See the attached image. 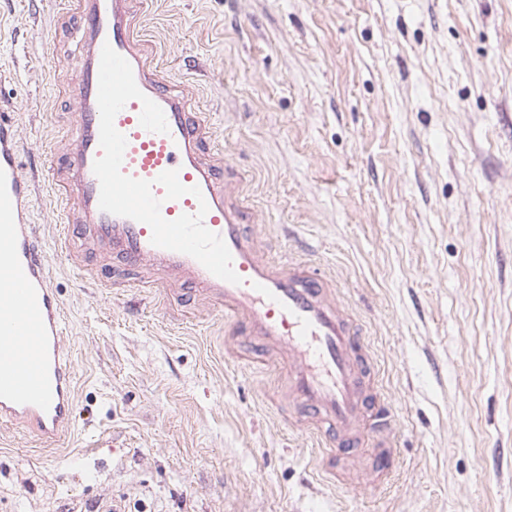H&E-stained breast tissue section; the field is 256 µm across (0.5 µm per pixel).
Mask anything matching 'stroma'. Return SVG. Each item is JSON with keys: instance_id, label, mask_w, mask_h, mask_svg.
I'll return each mask as SVG.
<instances>
[{"instance_id": "35a3bbf8", "label": "stroma", "mask_w": 512, "mask_h": 512, "mask_svg": "<svg viewBox=\"0 0 512 512\" xmlns=\"http://www.w3.org/2000/svg\"><path fill=\"white\" fill-rule=\"evenodd\" d=\"M66 0H0V102L24 168L67 141ZM161 75L194 87L254 233L337 283L392 415L325 480L284 372L227 356L199 297L98 288L33 222L63 304L75 422L0 424V512H512V0H148Z\"/></svg>"}]
</instances>
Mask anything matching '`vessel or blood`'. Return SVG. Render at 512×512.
<instances>
[{
    "label": "vessel or blood",
    "instance_id": "obj_1",
    "mask_svg": "<svg viewBox=\"0 0 512 512\" xmlns=\"http://www.w3.org/2000/svg\"><path fill=\"white\" fill-rule=\"evenodd\" d=\"M74 6L75 15L61 25L75 29V79L59 97L75 109L66 149L46 179L63 204L62 248L81 236L125 270L192 286L222 307L240 335L287 362L288 395L328 420L333 456L371 440L387 447L390 413L373 389L372 365L354 320L337 289L310 265L292 257L272 260L257 246L250 228L259 214L243 194L244 175L213 149L214 132L193 91L166 80L155 66L156 45L140 31L145 0H74ZM106 44L129 62L137 86L163 109L168 123L164 133L143 128L136 99L116 115L115 127L127 140L123 174L152 182L166 220L196 214L207 203L203 223L227 244L240 283L214 276L189 255L154 246L147 224L100 209L93 163L102 154L97 94ZM168 170L177 171L184 186L199 188V195L166 199L156 179ZM33 192L19 160L13 114L1 112L0 423L56 441L68 433L74 414L72 366L62 303L29 220Z\"/></svg>",
    "mask_w": 512,
    "mask_h": 512
}]
</instances>
